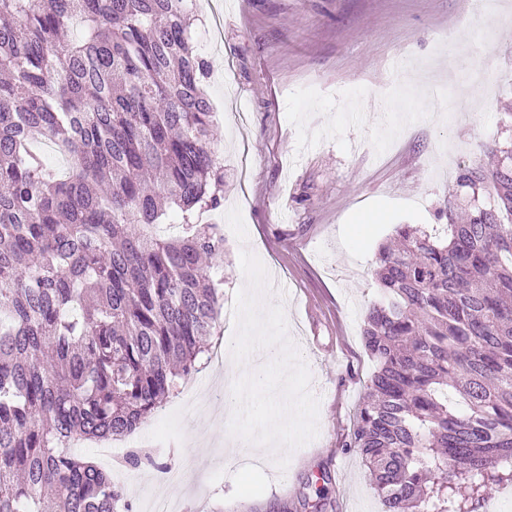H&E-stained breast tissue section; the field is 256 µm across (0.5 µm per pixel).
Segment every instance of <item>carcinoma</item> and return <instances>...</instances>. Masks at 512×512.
Wrapping results in <instances>:
<instances>
[{
    "instance_id": "obj_1",
    "label": "carcinoma",
    "mask_w": 512,
    "mask_h": 512,
    "mask_svg": "<svg viewBox=\"0 0 512 512\" xmlns=\"http://www.w3.org/2000/svg\"><path fill=\"white\" fill-rule=\"evenodd\" d=\"M0 19V512H132L68 445L133 432L220 330L224 233L196 223L224 199L210 65L185 0H0ZM459 183L496 205L443 241L403 224L375 257L346 447L384 512H479L512 483V153Z\"/></svg>"
}]
</instances>
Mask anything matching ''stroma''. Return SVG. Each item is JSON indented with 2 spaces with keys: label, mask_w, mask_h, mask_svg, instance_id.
I'll list each match as a JSON object with an SVG mask.
<instances>
[{
  "label": "stroma",
  "mask_w": 512,
  "mask_h": 512,
  "mask_svg": "<svg viewBox=\"0 0 512 512\" xmlns=\"http://www.w3.org/2000/svg\"><path fill=\"white\" fill-rule=\"evenodd\" d=\"M194 14L224 167L212 275L231 300L241 250L265 265L311 374L318 435L281 470L227 447L223 400L202 413L179 391L160 406L178 412L163 436L145 422L137 434L182 468L168 489L180 512H382L345 445L375 370L362 340L375 254L398 225L442 234L493 206L458 176L512 149V0L482 15L474 0H196ZM438 90L450 111H408ZM112 449V478L142 512L161 472L126 464L122 441Z\"/></svg>",
  "instance_id": "obj_1"
}]
</instances>
